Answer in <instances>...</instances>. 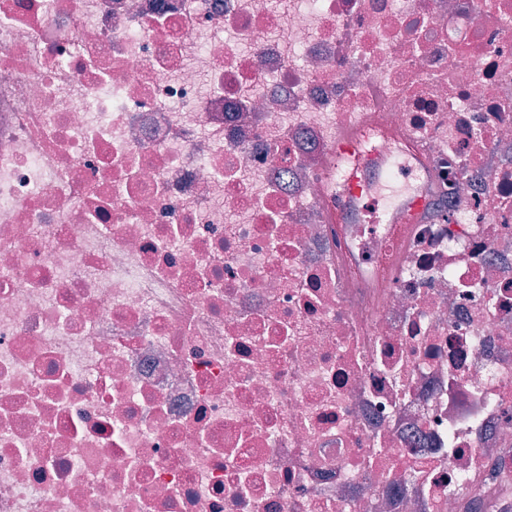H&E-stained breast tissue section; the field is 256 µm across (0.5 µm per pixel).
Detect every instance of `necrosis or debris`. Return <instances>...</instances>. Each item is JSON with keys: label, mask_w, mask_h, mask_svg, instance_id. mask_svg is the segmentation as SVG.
I'll return each instance as SVG.
<instances>
[{"label": "necrosis or debris", "mask_w": 512, "mask_h": 512, "mask_svg": "<svg viewBox=\"0 0 512 512\" xmlns=\"http://www.w3.org/2000/svg\"><path fill=\"white\" fill-rule=\"evenodd\" d=\"M0 512H512V0H0ZM356 142V135L353 131L347 130L340 134L336 148L331 155L328 163L327 176L334 179L338 187V193L332 196L334 200L341 204L344 208L342 217L348 221L347 206L350 199L366 193L375 183V174L365 168L358 172L353 167V160L357 151L352 152L350 149Z\"/></svg>", "instance_id": "necrosis-or-debris-1"}]
</instances>
